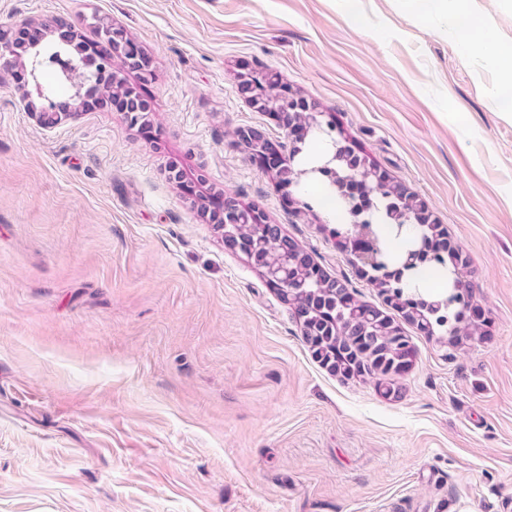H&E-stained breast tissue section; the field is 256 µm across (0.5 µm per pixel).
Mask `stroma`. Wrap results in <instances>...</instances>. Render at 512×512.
<instances>
[{"mask_svg":"<svg viewBox=\"0 0 512 512\" xmlns=\"http://www.w3.org/2000/svg\"><path fill=\"white\" fill-rule=\"evenodd\" d=\"M112 20L153 62L150 125L57 126L0 68V512H512V119L460 14L401 0H0V26ZM276 72L418 194L470 260L484 336L404 331V394L312 355L288 304L170 181L281 225L378 307L317 204L236 144Z\"/></svg>","mask_w":512,"mask_h":512,"instance_id":"1","label":"stroma"}]
</instances>
